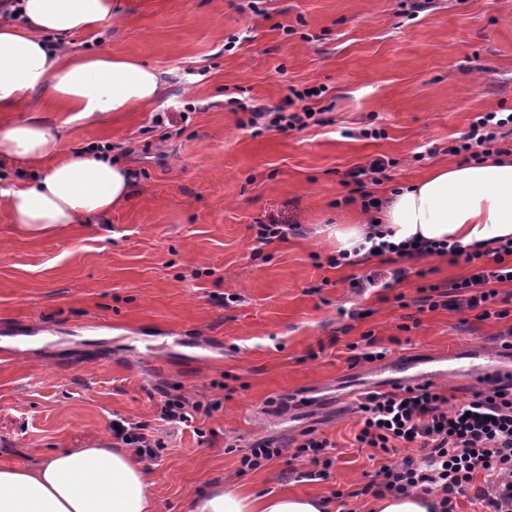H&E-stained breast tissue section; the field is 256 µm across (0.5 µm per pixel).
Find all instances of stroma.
Here are the masks:
<instances>
[{
	"mask_svg": "<svg viewBox=\"0 0 512 512\" xmlns=\"http://www.w3.org/2000/svg\"><path fill=\"white\" fill-rule=\"evenodd\" d=\"M118 3L121 24L74 35L72 52L135 57L166 90L138 111L64 130L71 149L115 144L135 179L123 205L36 238L0 213V349L13 351L0 358V463L31 467L52 449L111 439L116 418L160 427L163 394H185L221 407L172 431L150 466L166 512H189L227 478L371 512L376 500L361 489L375 464L355 445L351 345L369 333L390 356L443 358L437 385L454 405L469 398L456 354L490 345L512 315L418 312L422 284L470 271L445 256L413 263L396 289L355 293L351 278L383 269L381 258L329 268L336 248L322 230L361 213L348 171L392 160L371 188L387 198L459 164L448 143L476 117L512 111V0H434L412 20L401 0H264L259 14L249 0ZM292 85L323 87L311 102L322 125L259 136L242 127L234 97L279 107ZM365 128L382 135L364 138ZM259 224L302 231L262 245ZM307 428L336 445L328 480H296L312 468L306 458L291 474L280 459L240 472L241 447Z\"/></svg>",
	"mask_w": 512,
	"mask_h": 512,
	"instance_id": "obj_1",
	"label": "stroma"
}]
</instances>
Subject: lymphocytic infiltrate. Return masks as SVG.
<instances>
[{
	"mask_svg": "<svg viewBox=\"0 0 512 512\" xmlns=\"http://www.w3.org/2000/svg\"><path fill=\"white\" fill-rule=\"evenodd\" d=\"M312 96L311 89H295L283 109L245 105L246 124L258 135L271 129H304L315 120L316 112L308 104ZM511 131V112H488L478 116L469 130L449 145L448 152L477 160ZM379 249L384 254L407 253L417 261L446 255L464 258L472 266L471 273L443 286L427 285L421 307L431 311L440 306L473 311L481 320L506 318V311L493 312L488 305L498 296V284L512 283V265L505 263L506 257H512V241L494 249V264L490 267L482 264V252L465 254L454 245L383 242ZM355 412L359 424L355 440L360 447L371 449L372 460L379 463L375 480L362 487V494L380 498L387 493L436 489L442 496V512H453V498L471 491L476 504L490 512H512V393L505 392L497 382H490L470 400L455 406L449 405L447 396L430 384L399 392H375L358 401ZM112 435L153 464L165 448L164 441L139 422L119 420ZM402 444L415 446L416 454L399 456L398 447ZM333 447V442L308 428L303 431L301 442L293 447L274 439L256 441L242 455L241 467L253 470L290 453L297 459H311L314 469L307 472V479L325 480L334 463L330 454ZM479 473L485 476L486 486L476 491L472 483Z\"/></svg>",
	"mask_w": 512,
	"mask_h": 512,
	"instance_id": "obj_1",
	"label": "lymphocytic infiltrate"
}]
</instances>
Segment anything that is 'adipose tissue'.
I'll list each match as a JSON object with an SVG mask.
<instances>
[{
  "label": "adipose tissue",
  "mask_w": 512,
  "mask_h": 512,
  "mask_svg": "<svg viewBox=\"0 0 512 512\" xmlns=\"http://www.w3.org/2000/svg\"><path fill=\"white\" fill-rule=\"evenodd\" d=\"M0 16V111L42 92L64 103L75 119L94 125L113 113L158 100L160 72L138 59L105 52L71 54L70 38L117 23L113 0H15ZM0 211L15 231L35 237L88 224L129 199V169L110 154L70 150L63 127L31 115L0 131ZM386 241L417 238L488 251L512 239V156L438 168L398 188L364 223L326 231L340 252L365 246L371 228ZM0 512H162L147 467L106 444L65 448L37 465H0ZM190 512H326L312 496L242 493L216 484L196 496Z\"/></svg>",
  "instance_id": "obj_1"
}]
</instances>
